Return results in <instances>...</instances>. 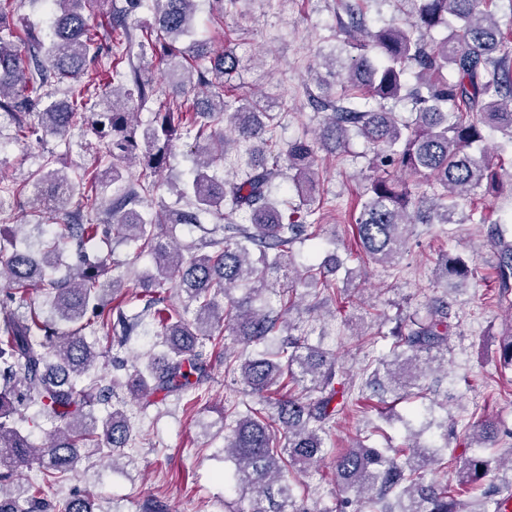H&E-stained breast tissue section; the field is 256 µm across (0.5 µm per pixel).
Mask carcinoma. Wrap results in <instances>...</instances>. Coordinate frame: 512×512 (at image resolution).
Listing matches in <instances>:
<instances>
[{
	"label": "carcinoma",
	"instance_id": "carcinoma-1",
	"mask_svg": "<svg viewBox=\"0 0 512 512\" xmlns=\"http://www.w3.org/2000/svg\"><path fill=\"white\" fill-rule=\"evenodd\" d=\"M18 0H0V113L12 121L16 138L38 143L48 136L65 139L87 119L104 151L94 167L69 175L43 168L22 182L0 173V512H94L87 496L58 503L50 490L77 469L80 449L97 448L112 459L125 457L135 444L127 391L144 410L153 397L202 400L208 382L207 345H224V369L239 374L243 392L256 398L245 413L238 403L224 405V458L234 464L227 481L239 494L234 512H312L297 501L293 470L305 469L328 454L330 424L353 411L351 385L336 355L309 343L306 336L283 337L274 352L256 350L282 330L295 308L297 282L322 287L328 299L340 296L329 278L335 269L308 264L288 277L285 254L314 226L311 193L320 175L314 146L295 140L282 150L276 126L262 120L259 103H244L232 83L239 60L232 50L214 53L206 42L182 48L195 28V0H157L155 26L139 29L142 0H122L112 11L105 45L86 15L91 0H46L56 14L50 40L15 18ZM415 27L361 28L357 0H340L349 17L341 24L357 50L340 75L341 93L311 98L328 113L319 140L343 150L355 135L373 149L382 174L370 178L368 198L355 218L356 237L366 260L391 263L403 251L416 224H460L461 204H474L484 184L494 182L486 155H475L485 130L512 136V35L505 34L490 10L495 0H405ZM455 24L448 23V17ZM448 25V36L425 34ZM27 44L22 56L18 42ZM154 59L177 88L206 90L205 105L158 101L143 124L133 112L156 89L144 61ZM415 83L407 85L408 75ZM64 98L39 109L51 92ZM405 97L415 122H401L384 101ZM37 115L38 123L30 121ZM229 118L239 142L259 140L262 155L236 181L208 174L224 158L223 130ZM186 135L193 138L192 179L177 193L184 207L146 219L140 208L156 187L172 151ZM288 155L292 181L302 203L281 210L270 186ZM141 165L127 182L131 162ZM398 169L407 177L432 182L441 192L412 197L404 180L386 175ZM113 187L104 200L101 189ZM27 199L40 244L32 249L23 225L6 223L13 203ZM227 208L243 212L247 224H216L203 229L200 243L181 244L172 228L202 226L200 215ZM473 224H490L487 242L496 257L497 300L512 292V239L508 229L471 208ZM117 243L146 254L152 267L133 292L117 262L110 261L111 234ZM274 256H269V252ZM445 280L464 282L474 273L460 254H442ZM242 290L237 297L234 291ZM279 297L274 308L265 296ZM118 297L113 305L106 297ZM144 302L135 316L122 303ZM158 325L161 351L131 365L117 362L124 377L89 375L105 352L100 339L126 342L145 318ZM66 329H60V325ZM389 345L377 348L379 341ZM373 370L361 383L375 396L408 395L431 364L448 353V311L440 306L424 317L410 316L389 334L370 340ZM501 368L512 370V332L498 350ZM33 414H28V411ZM52 423L37 445L20 423ZM499 431L488 421L476 425L461 446L470 450L457 471V484L433 477L445 457L420 436L402 448H372L358 440L336 454V512H464L459 496L481 490L478 512H505L512 502V476L484 484ZM37 465L42 483L14 486L18 468Z\"/></svg>",
	"mask_w": 512,
	"mask_h": 512
}]
</instances>
